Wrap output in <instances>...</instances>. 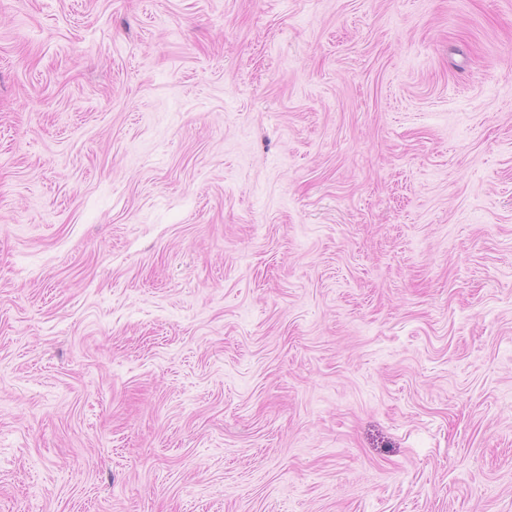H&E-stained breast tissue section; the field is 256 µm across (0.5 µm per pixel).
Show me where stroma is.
Listing matches in <instances>:
<instances>
[{
	"mask_svg": "<svg viewBox=\"0 0 512 512\" xmlns=\"http://www.w3.org/2000/svg\"><path fill=\"white\" fill-rule=\"evenodd\" d=\"M0 512H512V0H0Z\"/></svg>",
	"mask_w": 512,
	"mask_h": 512,
	"instance_id": "35a3bbf8",
	"label": "stroma"
}]
</instances>
